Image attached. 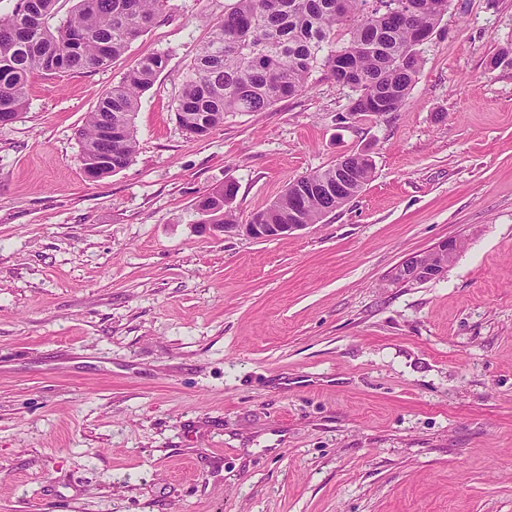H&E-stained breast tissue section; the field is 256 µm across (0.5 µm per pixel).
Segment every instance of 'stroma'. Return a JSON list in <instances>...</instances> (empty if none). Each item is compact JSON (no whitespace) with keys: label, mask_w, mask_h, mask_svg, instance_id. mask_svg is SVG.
Wrapping results in <instances>:
<instances>
[{"label":"stroma","mask_w":512,"mask_h":512,"mask_svg":"<svg viewBox=\"0 0 512 512\" xmlns=\"http://www.w3.org/2000/svg\"><path fill=\"white\" fill-rule=\"evenodd\" d=\"M232 2L169 0L0 126V512H512V0H448L398 111L318 69L191 140L176 98ZM163 51L132 163L86 180L88 113ZM356 153L372 179L318 223L194 227L205 192L244 222ZM445 239L443 277L390 283Z\"/></svg>","instance_id":"obj_1"}]
</instances>
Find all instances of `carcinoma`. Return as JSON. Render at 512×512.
I'll use <instances>...</instances> for the list:
<instances>
[{"instance_id":"cac0c4a2","label":"carcinoma","mask_w":512,"mask_h":512,"mask_svg":"<svg viewBox=\"0 0 512 512\" xmlns=\"http://www.w3.org/2000/svg\"><path fill=\"white\" fill-rule=\"evenodd\" d=\"M59 0H16L0 15V121H11L28 102L36 73L106 67L145 33L168 0H76L59 25L50 24ZM448 0H406L393 8L370 0H234L224 18L211 22V39L193 59L177 98L180 127L203 134L224 124L229 112H258L305 92L311 73L323 70L341 85L353 82L350 111L396 112L422 65L418 35L435 29ZM344 32L345 42L336 45ZM155 53L128 70L101 98L79 130V161L95 177L126 168L137 151L134 124L141 96L165 67ZM367 183L372 161L353 154ZM299 205L300 224H316L326 207L343 201L327 194L295 202L283 195L258 216L264 224L288 223Z\"/></svg>"}]
</instances>
